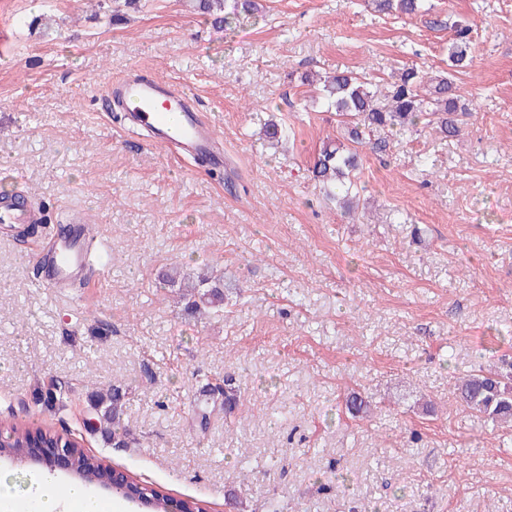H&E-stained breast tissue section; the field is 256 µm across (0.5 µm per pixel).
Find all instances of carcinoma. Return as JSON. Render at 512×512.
I'll return each mask as SVG.
<instances>
[{"label":"carcinoma","mask_w":512,"mask_h":512,"mask_svg":"<svg viewBox=\"0 0 512 512\" xmlns=\"http://www.w3.org/2000/svg\"><path fill=\"white\" fill-rule=\"evenodd\" d=\"M376 6L385 11L399 9L413 14L418 0H377ZM200 11L213 17L218 28L231 26V19L242 13L254 14L255 0H232L231 11L224 12L225 0H198ZM470 29L456 26L448 49L449 67L464 68L470 63ZM326 105L335 110L345 126L348 144L328 143L314 157L310 172L314 180L332 195L350 193L354 186L353 173L358 168L357 148L366 143V135L375 131L406 132L419 124L432 127L441 138L454 137L460 131L457 99L453 92L452 74L429 76L416 67L402 70L387 92L372 86V82L350 72H336L319 78ZM185 308L195 313H209L224 304V277L199 279L188 293L180 295ZM456 396L461 406L485 418L492 424L512 421V360H502L494 368L475 369L455 378ZM127 386L119 381L109 389H94L86 394V403L96 420V429L105 442L122 446L130 436L121 419L122 401ZM220 402L195 404L192 411L206 426L217 406L224 417L231 416L239 406L241 388L235 379L227 377L224 386L216 388ZM73 389L60 385L52 377L43 381L36 392L37 401L47 407L65 406ZM45 448L68 449L67 462L72 480L96 487L111 479V466L104 459L91 455L68 435L33 429L24 423H13L0 429V457L18 463L40 455ZM131 496L146 498L153 512H168L170 497L157 489L136 481L128 482Z\"/></svg>","instance_id":"1"}]
</instances>
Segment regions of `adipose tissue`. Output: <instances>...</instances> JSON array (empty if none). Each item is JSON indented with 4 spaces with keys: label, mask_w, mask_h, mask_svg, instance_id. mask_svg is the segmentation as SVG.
<instances>
[{
    "label": "adipose tissue",
    "mask_w": 512,
    "mask_h": 512,
    "mask_svg": "<svg viewBox=\"0 0 512 512\" xmlns=\"http://www.w3.org/2000/svg\"><path fill=\"white\" fill-rule=\"evenodd\" d=\"M80 503L83 512H101L100 499L86 486L74 482L59 492L54 479L36 475L28 495L14 494L0 483V512H70L72 503Z\"/></svg>",
    "instance_id": "1"
}]
</instances>
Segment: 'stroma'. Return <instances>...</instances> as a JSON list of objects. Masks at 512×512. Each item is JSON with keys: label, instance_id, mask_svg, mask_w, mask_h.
Instances as JSON below:
<instances>
[{"label": "stroma", "instance_id": "stroma-1", "mask_svg": "<svg viewBox=\"0 0 512 512\" xmlns=\"http://www.w3.org/2000/svg\"><path fill=\"white\" fill-rule=\"evenodd\" d=\"M256 2L222 30L194 0H0V192L32 193L50 226L95 223L106 254L59 296L35 282L47 235L0 224V424L71 434L208 512H512V424L451 381L512 356V0ZM454 21L471 28L459 136L362 150L343 215L309 167L344 130L305 76L445 72ZM134 70L191 89L222 167L125 128L109 85ZM270 120L283 143L261 140ZM176 267L223 274V312L185 310ZM228 374L243 404L202 428L191 407ZM47 376L66 407L35 402ZM86 376L128 384L127 446L83 427ZM354 392L371 414L347 412Z\"/></svg>", "mask_w": 512, "mask_h": 512}]
</instances>
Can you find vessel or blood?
Returning <instances> with one entry per match:
<instances>
[{"instance_id":"1","label":"vessel or blood","mask_w":512,"mask_h":512,"mask_svg":"<svg viewBox=\"0 0 512 512\" xmlns=\"http://www.w3.org/2000/svg\"><path fill=\"white\" fill-rule=\"evenodd\" d=\"M110 94L127 120L148 131L160 147H175L191 159L205 162L219 156L221 139L199 110L195 97L182 85L134 74L115 83ZM36 221L27 203L0 202V224ZM100 243V237L79 221L72 222L65 231L55 232L40 262L39 285L62 293L86 281Z\"/></svg>"}]
</instances>
